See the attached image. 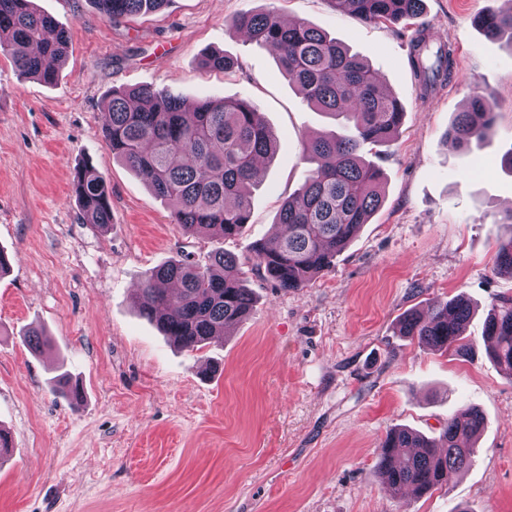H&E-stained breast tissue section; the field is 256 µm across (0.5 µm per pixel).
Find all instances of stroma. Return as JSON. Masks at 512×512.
<instances>
[{"label":"stroma","instance_id":"obj_1","mask_svg":"<svg viewBox=\"0 0 512 512\" xmlns=\"http://www.w3.org/2000/svg\"><path fill=\"white\" fill-rule=\"evenodd\" d=\"M490 0H425L420 19L364 22L330 0H167L156 13L107 22L94 0H34L68 30L55 84L19 78L0 55V512H512V380L488 358L489 306L512 297L493 272L512 233V42L473 19ZM276 8L366 59L404 107L399 133L373 162L384 205L306 287L246 275L250 314L201 350H180L144 318L134 296L146 271L221 248L247 260L253 242L284 233L282 202L304 182L309 137L336 124L289 83L275 53L233 26ZM447 43L454 72L421 94L409 65L418 27ZM221 51L230 72L203 68ZM151 85L186 103L243 98L279 138L261 161L243 233L189 237L170 208L116 159L100 111L115 87ZM478 92L494 102L481 146L458 149L448 130ZM112 189L108 230L88 223L72 188L84 161ZM457 296L474 313V355L399 335L408 311ZM48 348L33 353L26 333ZM68 374L73 402L53 390ZM474 408L485 419L473 464L417 496L378 481L386 433L439 435Z\"/></svg>","mask_w":512,"mask_h":512}]
</instances>
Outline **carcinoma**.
Listing matches in <instances>:
<instances>
[{
	"label": "carcinoma",
	"instance_id": "carcinoma-1",
	"mask_svg": "<svg viewBox=\"0 0 512 512\" xmlns=\"http://www.w3.org/2000/svg\"><path fill=\"white\" fill-rule=\"evenodd\" d=\"M95 2L112 23L157 11L167 0ZM332 2L363 21L387 23L419 17L424 0ZM474 24L491 39L506 34L512 41V0H493ZM235 26L275 52L308 104L354 128L351 136L327 133L308 141L310 174L278 213L277 223L285 225L286 234L251 246L252 264L260 276L286 290L303 288L334 266L336 255L382 206V173L362 152L367 145H389L402 124L403 106L368 63L306 21L287 25L270 8L241 15ZM68 43L69 32L37 11L33 0H0V54L10 57L20 77L55 83L58 70L47 62L61 60ZM409 63L425 92L447 83L453 74L451 49L432 44L423 29L413 40ZM202 64L226 71L238 66V60L213 52ZM493 120L490 96L475 94L448 135L467 148L485 138ZM101 123L112 154L172 206V221L185 234L208 229L226 239L242 233L249 223V187L255 182L257 162L278 148L277 137L250 101L206 98L188 110L184 100L167 89L114 88L102 108ZM77 174L75 194L81 211L91 223L108 229L112 192L106 176L90 162ZM493 269L512 276V235L498 244ZM135 303L170 340L194 351L243 320L253 296L243 284L240 260L216 250L203 265L183 254L152 268ZM471 314L470 303L456 297L436 304L426 315L407 312L400 319V334L468 357L472 346L462 338L461 328ZM484 339L487 355L512 379V298L491 304ZM483 427V416L466 410L448 419L437 438L410 428L392 429L377 463L382 487L397 495L410 487L427 493L442 486L448 471L472 464Z\"/></svg>",
	"mask_w": 512,
	"mask_h": 512
}]
</instances>
